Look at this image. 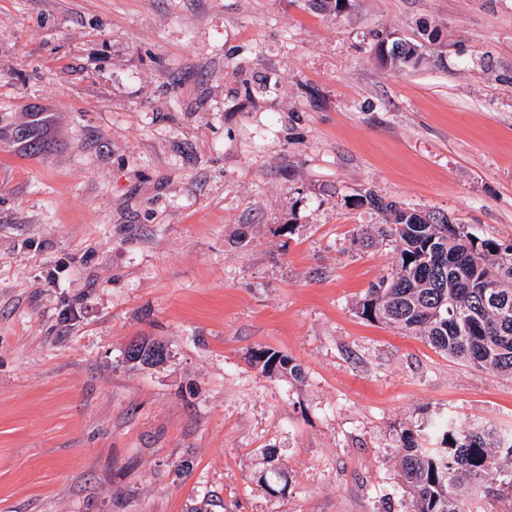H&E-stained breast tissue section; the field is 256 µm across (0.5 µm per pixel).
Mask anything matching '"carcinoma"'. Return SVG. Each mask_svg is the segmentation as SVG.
<instances>
[{
    "instance_id": "obj_1",
    "label": "carcinoma",
    "mask_w": 512,
    "mask_h": 512,
    "mask_svg": "<svg viewBox=\"0 0 512 512\" xmlns=\"http://www.w3.org/2000/svg\"><path fill=\"white\" fill-rule=\"evenodd\" d=\"M401 68L421 56L422 45L402 39L383 51ZM390 213L381 236L395 242V273L370 289L361 315L424 337L436 350L476 367L512 375V244L481 238L444 213L430 221L374 193L360 199ZM261 372L287 371L292 359L267 350L252 355ZM398 453L408 512H472L466 491L487 497L512 492V428L460 426L432 420L426 433L405 430Z\"/></svg>"
}]
</instances>
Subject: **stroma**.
I'll return each mask as SVG.
<instances>
[{
  "label": "stroma",
  "instance_id": "1",
  "mask_svg": "<svg viewBox=\"0 0 512 512\" xmlns=\"http://www.w3.org/2000/svg\"><path fill=\"white\" fill-rule=\"evenodd\" d=\"M371 190L512 243V0H0V512H406L403 430L512 426L361 315ZM422 45L408 40L402 39L397 43H392L387 52L394 58L395 56L403 57L399 64L394 65L395 68H401L415 62L421 56ZM253 361L257 367H261V372L269 374L274 372L276 369L289 371L291 375L295 377H301V370L298 365H292V359L288 356L279 355L275 352L267 350L256 351L252 355Z\"/></svg>",
  "mask_w": 512,
  "mask_h": 512
}]
</instances>
